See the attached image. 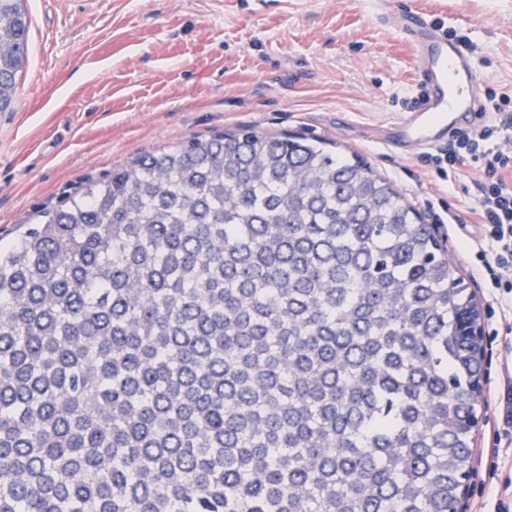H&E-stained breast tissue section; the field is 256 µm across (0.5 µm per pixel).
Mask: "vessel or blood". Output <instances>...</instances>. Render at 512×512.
Masks as SVG:
<instances>
[{
    "mask_svg": "<svg viewBox=\"0 0 512 512\" xmlns=\"http://www.w3.org/2000/svg\"><path fill=\"white\" fill-rule=\"evenodd\" d=\"M377 16L392 22L411 45L421 88L413 105L389 123L388 145L401 151L440 148L454 128L482 124L487 114L480 109L481 80L472 53L424 13L394 11L380 0Z\"/></svg>",
    "mask_w": 512,
    "mask_h": 512,
    "instance_id": "obj_1",
    "label": "vessel or blood"
}]
</instances>
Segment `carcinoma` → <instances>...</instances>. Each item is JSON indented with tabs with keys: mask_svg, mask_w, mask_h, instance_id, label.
<instances>
[{
	"mask_svg": "<svg viewBox=\"0 0 512 512\" xmlns=\"http://www.w3.org/2000/svg\"><path fill=\"white\" fill-rule=\"evenodd\" d=\"M479 318L355 154L241 126L141 155L0 245V512H456Z\"/></svg>",
	"mask_w": 512,
	"mask_h": 512,
	"instance_id": "carcinoma-1",
	"label": "carcinoma"
}]
</instances>
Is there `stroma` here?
<instances>
[{
    "mask_svg": "<svg viewBox=\"0 0 512 512\" xmlns=\"http://www.w3.org/2000/svg\"><path fill=\"white\" fill-rule=\"evenodd\" d=\"M376 0H28L30 57L0 112V243L138 155L240 126L359 154L435 226L480 311L484 375L464 512L512 508V447L495 442L512 314L493 307L448 215L474 223L477 170L382 144L418 94L412 50ZM481 48L483 86L512 92V0H394Z\"/></svg>",
    "mask_w": 512,
    "mask_h": 512,
    "instance_id": "35a3bbf8",
    "label": "stroma"
}]
</instances>
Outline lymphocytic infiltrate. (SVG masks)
<instances>
[{"label": "lymphocytic infiltrate", "instance_id": "obj_1", "mask_svg": "<svg viewBox=\"0 0 512 512\" xmlns=\"http://www.w3.org/2000/svg\"><path fill=\"white\" fill-rule=\"evenodd\" d=\"M484 108L493 114V123L457 131L433 161L447 163L452 170L469 165L478 171L472 182V212L478 229L474 249L481 262L479 275L488 288L512 295V279L507 276L512 270V152L501 145L512 137V95L486 88Z\"/></svg>", "mask_w": 512, "mask_h": 512}]
</instances>
